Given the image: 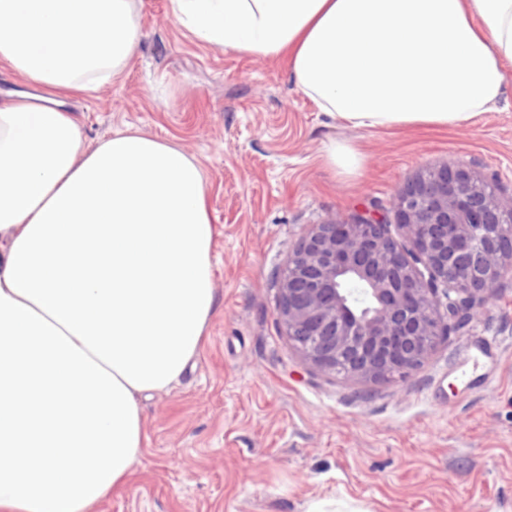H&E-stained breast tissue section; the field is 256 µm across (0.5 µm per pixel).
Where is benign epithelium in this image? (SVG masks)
I'll list each match as a JSON object with an SVG mask.
<instances>
[{"mask_svg":"<svg viewBox=\"0 0 512 512\" xmlns=\"http://www.w3.org/2000/svg\"><path fill=\"white\" fill-rule=\"evenodd\" d=\"M397 224L411 243L392 237ZM512 274V202L445 162L396 196L392 215L313 224L288 257L277 319L302 362L360 382L404 379L438 340L482 309ZM369 296L356 306L345 288Z\"/></svg>","mask_w":512,"mask_h":512,"instance_id":"benign-epithelium-1","label":"benign epithelium"}]
</instances>
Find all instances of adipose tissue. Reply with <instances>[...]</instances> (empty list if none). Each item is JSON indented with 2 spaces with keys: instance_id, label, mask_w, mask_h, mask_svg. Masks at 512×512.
<instances>
[{
  "instance_id": "ef3b65f1",
  "label": "adipose tissue",
  "mask_w": 512,
  "mask_h": 512,
  "mask_svg": "<svg viewBox=\"0 0 512 512\" xmlns=\"http://www.w3.org/2000/svg\"><path fill=\"white\" fill-rule=\"evenodd\" d=\"M202 44L274 60L354 128L457 126L501 102L512 0H171ZM134 0H0V512H94L143 448L140 397L176 383L216 308L203 169L126 128L85 150L67 98L116 81ZM325 164L357 176L350 141Z\"/></svg>"
}]
</instances>
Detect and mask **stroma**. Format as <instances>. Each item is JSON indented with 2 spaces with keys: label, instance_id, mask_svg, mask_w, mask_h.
<instances>
[{
  "label": "stroma",
  "instance_id": "obj_1",
  "mask_svg": "<svg viewBox=\"0 0 512 512\" xmlns=\"http://www.w3.org/2000/svg\"><path fill=\"white\" fill-rule=\"evenodd\" d=\"M135 14L136 56L68 107L85 149L132 127L200 161L217 306L193 367L143 401L142 457L94 512H512V281L397 382L306 367L277 320L308 225L390 208L447 161L512 199V79L460 126L352 128L296 91L287 59L198 43L170 0H136ZM331 137L361 146L356 178L323 164Z\"/></svg>",
  "mask_w": 512,
  "mask_h": 512
}]
</instances>
